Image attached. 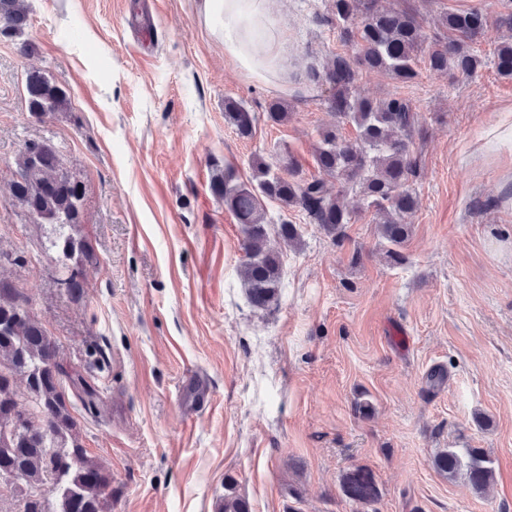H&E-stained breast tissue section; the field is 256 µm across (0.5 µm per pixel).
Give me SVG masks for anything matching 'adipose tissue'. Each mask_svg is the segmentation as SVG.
Listing matches in <instances>:
<instances>
[{
    "instance_id": "1",
    "label": "adipose tissue",
    "mask_w": 512,
    "mask_h": 512,
    "mask_svg": "<svg viewBox=\"0 0 512 512\" xmlns=\"http://www.w3.org/2000/svg\"><path fill=\"white\" fill-rule=\"evenodd\" d=\"M205 21L252 77L264 80L276 73L281 30L271 0H205Z\"/></svg>"
}]
</instances>
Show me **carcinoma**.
Listing matches in <instances>:
<instances>
[{
  "label": "carcinoma",
  "instance_id": "obj_1",
  "mask_svg": "<svg viewBox=\"0 0 512 512\" xmlns=\"http://www.w3.org/2000/svg\"><path fill=\"white\" fill-rule=\"evenodd\" d=\"M332 15L342 40L355 46V55H337L321 70L310 68L306 77L313 84L329 85V105L355 127L356 140L343 139L336 128L320 132L315 162L321 178L297 179L299 164L290 156L285 173L256 159L252 181L241 183L234 170L226 168L209 183L212 196L224 202L241 226L245 260L239 275L257 309L278 301L282 279L281 253L267 239L268 201L299 208L309 223L340 241L351 223L343 199L353 194L374 212L386 256L396 264L405 261L410 218L417 209L418 159L412 151L416 106L397 94L379 99L360 96L355 90L357 69L387 74L407 84L419 76L416 63L421 56L428 71L438 76L471 77L485 66V59L473 47L488 21L479 9L442 15L439 28L447 36L429 48L422 21L409 11L380 9L377 0H332ZM0 19L10 35L24 29L25 0H0ZM494 64L500 76L512 79V39L498 46ZM26 92L29 111L40 117L69 108L68 93L39 72L28 74ZM288 115L282 102L269 103V121L281 124L288 121ZM224 120L240 137L252 135L255 115L244 101L224 99ZM18 166L21 174L11 186V199L36 222L57 226L50 250L58 265L72 272L67 289L77 298L83 283L75 269L91 261L93 253L86 241L66 233V228L81 223L83 185L62 171L57 151L45 141L38 142L33 153L22 151ZM327 177L336 179V192L327 189ZM63 374L57 346L29 311L27 295L0 273V420L22 413L37 421L49 420L48 428L37 437L26 427L0 433V467L18 473L16 479L0 475V484L11 486L21 498L23 512H111L112 474L79 442ZM18 376L25 380L22 392L16 386ZM435 465L450 476L465 469L469 484L479 492L494 481L491 461L477 451L470 452L465 463L456 452L443 451ZM343 492L361 507L379 497L374 476L365 467L346 472Z\"/></svg>",
  "mask_w": 512,
  "mask_h": 512
}]
</instances>
